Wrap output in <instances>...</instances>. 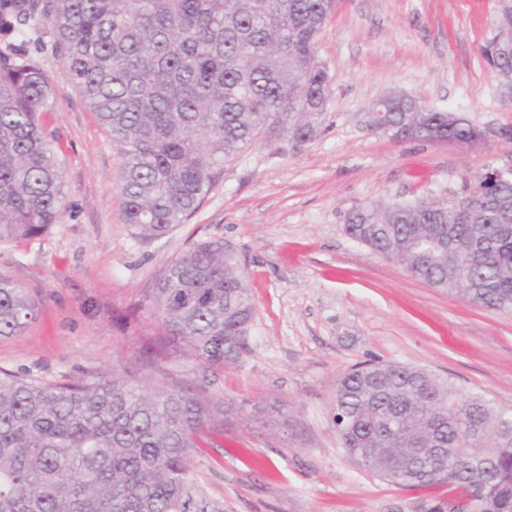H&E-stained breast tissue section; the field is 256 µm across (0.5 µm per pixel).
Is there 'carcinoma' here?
Listing matches in <instances>:
<instances>
[{"instance_id": "obj_1", "label": "carcinoma", "mask_w": 512, "mask_h": 512, "mask_svg": "<svg viewBox=\"0 0 512 512\" xmlns=\"http://www.w3.org/2000/svg\"><path fill=\"white\" fill-rule=\"evenodd\" d=\"M336 0H0V242L43 236L64 214L57 140L42 116L55 85L30 30L45 22L63 62L122 157L124 223L142 237L184 224L224 162L263 137L307 143L331 82L317 42ZM500 81L512 42L482 47ZM371 132L463 140L474 126L416 98H379ZM445 196L354 208L345 231L414 279L512 312V174L487 170ZM145 302L178 356L210 367L246 352L255 304L221 239L192 242ZM35 302L0 279V337L35 319ZM342 448L380 478L420 490L411 512H512V410L429 371L363 363L336 383ZM224 431V411L184 389L152 392L117 373L41 382L0 370V512H224L194 478L189 449ZM491 451L474 449L483 443ZM423 448H446L428 457Z\"/></svg>"}]
</instances>
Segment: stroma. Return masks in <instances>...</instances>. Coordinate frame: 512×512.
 <instances>
[{
	"instance_id": "35a3bbf8",
	"label": "stroma",
	"mask_w": 512,
	"mask_h": 512,
	"mask_svg": "<svg viewBox=\"0 0 512 512\" xmlns=\"http://www.w3.org/2000/svg\"><path fill=\"white\" fill-rule=\"evenodd\" d=\"M497 10V0H340L317 44L332 86L317 137L245 148L197 212L156 239L124 223L121 156L40 25L39 58L56 85L44 122L60 146L65 212L41 238L0 242V278L37 305L20 334L0 337V368L47 381L113 369L134 385L222 402L223 440L190 455L224 512H408L412 491L341 447L337 379L363 361L414 365L510 410L512 313L411 278L345 222L361 204L454 196L512 158V99L481 54ZM392 90L460 113L483 140L373 134L362 115ZM208 237L233 248L254 298L246 354L220 370L145 355L159 334L145 289Z\"/></svg>"
}]
</instances>
